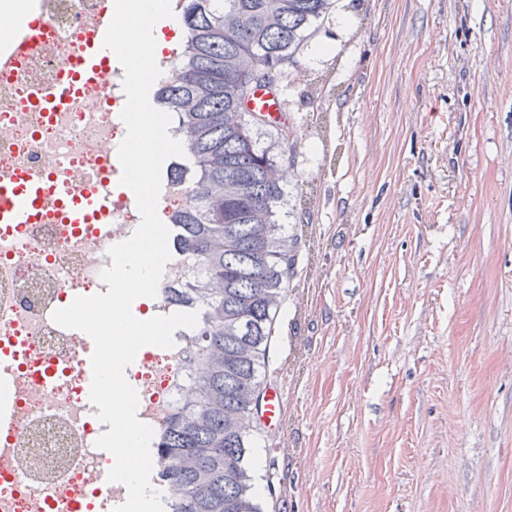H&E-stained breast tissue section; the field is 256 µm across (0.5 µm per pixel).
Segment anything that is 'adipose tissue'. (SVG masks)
I'll return each instance as SVG.
<instances>
[{
  "mask_svg": "<svg viewBox=\"0 0 512 512\" xmlns=\"http://www.w3.org/2000/svg\"><path fill=\"white\" fill-rule=\"evenodd\" d=\"M163 13L162 0H129L117 18V49L130 55H161L166 43L157 23Z\"/></svg>",
  "mask_w": 512,
  "mask_h": 512,
  "instance_id": "1",
  "label": "adipose tissue"
}]
</instances>
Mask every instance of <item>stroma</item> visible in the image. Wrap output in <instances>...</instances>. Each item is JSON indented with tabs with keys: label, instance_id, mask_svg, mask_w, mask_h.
Returning a JSON list of instances; mask_svg holds the SVG:
<instances>
[{
	"label": "stroma",
	"instance_id": "stroma-1",
	"mask_svg": "<svg viewBox=\"0 0 512 512\" xmlns=\"http://www.w3.org/2000/svg\"><path fill=\"white\" fill-rule=\"evenodd\" d=\"M277 83L313 189L266 512H512V0H337Z\"/></svg>",
	"mask_w": 512,
	"mask_h": 512
}]
</instances>
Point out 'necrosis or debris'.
Masks as SVG:
<instances>
[{
  "mask_svg": "<svg viewBox=\"0 0 512 512\" xmlns=\"http://www.w3.org/2000/svg\"><path fill=\"white\" fill-rule=\"evenodd\" d=\"M100 8L101 0H38L45 37L13 72L0 74V176L52 172L108 190L104 153L119 147L125 129L122 74L85 83L53 121L30 103L35 90L54 85ZM139 223L135 203L116 193L106 224L48 217L24 228L0 225V364L10 368L0 377V412L13 416L10 433L0 432V512H57L64 503L76 512H112L127 498L125 486L104 482L114 460L95 446L106 427L77 370L82 340L58 327L52 314L75 297L107 292L100 272L112 264L111 243L128 239ZM202 277L195 257L173 251L152 314L171 313V290ZM174 339L172 349L140 353L130 377L138 417L156 430L179 408L191 375L183 330Z\"/></svg>",
  "mask_w": 512,
  "mask_h": 512,
  "instance_id": "necrosis-or-debris-1",
  "label": "necrosis or debris"
}]
</instances>
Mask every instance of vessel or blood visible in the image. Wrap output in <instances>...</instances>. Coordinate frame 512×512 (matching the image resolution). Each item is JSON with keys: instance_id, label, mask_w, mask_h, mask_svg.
<instances>
[{"instance_id": "b4317fda", "label": "vessel or blood", "mask_w": 512, "mask_h": 512, "mask_svg": "<svg viewBox=\"0 0 512 512\" xmlns=\"http://www.w3.org/2000/svg\"><path fill=\"white\" fill-rule=\"evenodd\" d=\"M112 18V0H103L94 35L83 43L79 53L71 57L58 85L42 92L36 101L37 108L46 116L63 111L83 83L109 79L113 70L119 69L120 63L114 52L103 46ZM37 39L33 28L19 29L10 50L0 53V67L14 66ZM247 107L263 113L273 122H285L290 118L284 98L271 88L254 89ZM111 212V196L101 194L90 184L79 187L49 175L27 171L0 177V224H35L49 213L56 214L62 224L104 223Z\"/></svg>"}]
</instances>
